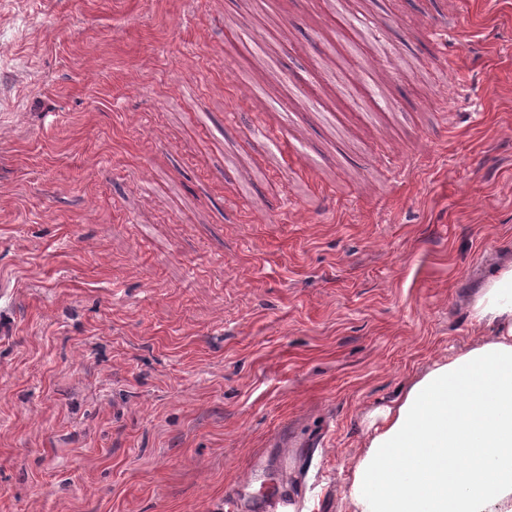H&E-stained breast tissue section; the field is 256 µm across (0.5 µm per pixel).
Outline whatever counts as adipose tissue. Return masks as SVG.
Instances as JSON below:
<instances>
[{
    "label": "adipose tissue",
    "mask_w": 512,
    "mask_h": 512,
    "mask_svg": "<svg viewBox=\"0 0 512 512\" xmlns=\"http://www.w3.org/2000/svg\"><path fill=\"white\" fill-rule=\"evenodd\" d=\"M489 328L370 416L350 512H512V261L469 303Z\"/></svg>",
    "instance_id": "1"
}]
</instances>
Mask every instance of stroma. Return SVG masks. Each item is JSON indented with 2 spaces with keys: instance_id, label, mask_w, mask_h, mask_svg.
<instances>
[{
  "instance_id": "stroma-1",
  "label": "stroma",
  "mask_w": 512,
  "mask_h": 512,
  "mask_svg": "<svg viewBox=\"0 0 512 512\" xmlns=\"http://www.w3.org/2000/svg\"><path fill=\"white\" fill-rule=\"evenodd\" d=\"M346 8L355 53L331 0H0V512H349L479 339L512 0Z\"/></svg>"
}]
</instances>
